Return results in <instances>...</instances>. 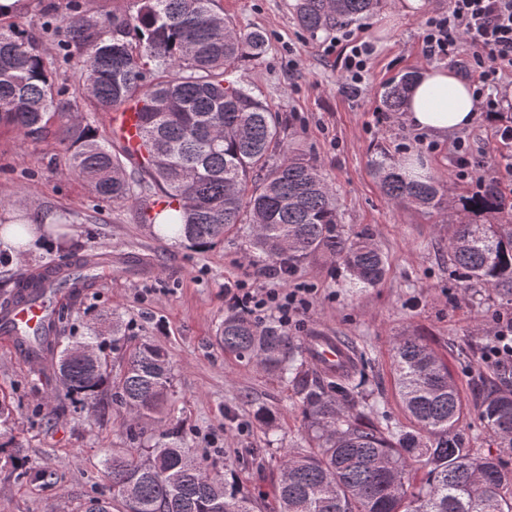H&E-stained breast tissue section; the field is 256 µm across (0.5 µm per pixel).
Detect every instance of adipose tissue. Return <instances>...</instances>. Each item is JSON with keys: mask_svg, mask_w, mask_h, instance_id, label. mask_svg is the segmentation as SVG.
<instances>
[{"mask_svg": "<svg viewBox=\"0 0 512 512\" xmlns=\"http://www.w3.org/2000/svg\"><path fill=\"white\" fill-rule=\"evenodd\" d=\"M404 110L416 129L443 138L472 124L476 100L472 87L451 71L427 67L409 92Z\"/></svg>", "mask_w": 512, "mask_h": 512, "instance_id": "adipose-tissue-1", "label": "adipose tissue"}]
</instances>
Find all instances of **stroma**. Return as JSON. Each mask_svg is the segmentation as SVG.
I'll return each mask as SVG.
<instances>
[{"label":"stroma","instance_id":"stroma-1","mask_svg":"<svg viewBox=\"0 0 512 512\" xmlns=\"http://www.w3.org/2000/svg\"><path fill=\"white\" fill-rule=\"evenodd\" d=\"M294 0H217L220 13L242 32L266 38L261 58L243 59L234 81L252 89L284 121V139L320 166L336 191L341 222L352 232L370 228L386 258V274L373 288L349 287L334 258L315 254L298 263L282 285L312 289V304L295 336L307 347L315 336H334L366 361L355 382L367 403L391 424L406 425L392 369L394 337L421 335L448 356L465 402L464 430L474 447H485L480 402L490 389H512V372L486 368L481 352L499 316L512 317V301L491 290H462L448 266V223L408 205L389 201L370 168L387 149L398 160L414 159L441 177L452 197L494 183L512 193V177L499 161L507 154L494 124L477 116L459 136L479 146L472 176L458 179L449 162L452 138L414 130L405 113L380 109L382 87L424 66L421 31L427 16L448 9V0H428L423 13L395 17L396 0L352 24L371 40L376 56L358 96L342 90L336 58L325 51L336 32L311 38L297 24ZM101 17L135 11V0H19L8 19L39 40L67 100L81 99L73 60L60 51L63 32L48 28L49 16L71 9ZM55 138L23 139L0 128V229L36 218L63 224L66 238L43 234L25 244L26 265L41 268L75 253H111L112 266L88 291L70 302L68 326L87 335L110 314L120 315L130 335L164 348L172 372V396L163 417L180 425L187 443L210 461L228 466L240 488L257 497L263 512L273 506L284 450L306 447L296 390L238 361L216 339L228 305L226 284L247 278L252 256L245 240L231 235L206 250L157 236L140 213L151 198L112 203L97 198L69 174ZM48 363L30 366L19 352L0 351V394L15 411L9 433L39 474L18 484L0 468V512H81L102 483L103 459L129 448L116 412L91 415L64 397L49 380ZM277 418L274 431L256 412Z\"/></svg>","mask_w":512,"mask_h":512}]
</instances>
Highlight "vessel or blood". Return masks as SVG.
I'll list each match as a JSON object with an SVG mask.
<instances>
[{
  "label": "vessel or blood",
  "instance_id": "1",
  "mask_svg": "<svg viewBox=\"0 0 512 512\" xmlns=\"http://www.w3.org/2000/svg\"><path fill=\"white\" fill-rule=\"evenodd\" d=\"M113 128L124 147L137 152L141 138L138 114L135 109L121 107L112 114ZM56 296L44 300H16L0 308V341L7 348L25 347L29 337L46 334L53 324L51 308L56 304ZM312 356L315 364L324 371L338 374L345 371L351 360V352L345 344L333 336H318L312 341Z\"/></svg>",
  "mask_w": 512,
  "mask_h": 512
}]
</instances>
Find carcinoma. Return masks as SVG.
<instances>
[{"mask_svg":"<svg viewBox=\"0 0 512 512\" xmlns=\"http://www.w3.org/2000/svg\"><path fill=\"white\" fill-rule=\"evenodd\" d=\"M215 0H136L134 14L97 18L79 11L61 19L65 53L75 60L79 83L98 112L126 102L138 109V167L127 173L98 131L71 122L66 167L94 194L122 202L156 189L169 213L158 227L197 249L243 233L256 263L293 267L322 252L340 261L355 288H374L386 260L368 230L341 224L336 192L320 166L290 148L282 121L250 89L229 79L238 62L264 52L259 32L241 33L214 9ZM386 0H295L298 25L311 38L341 30L380 11ZM415 78L406 72L380 93L383 112H399ZM55 77L39 42L11 24H0V127L26 139L52 133L57 116L78 111L59 99ZM384 196L429 212L445 213L442 181L415 178L406 164L379 151L370 160ZM448 266L460 287L477 286L512 296V202L494 185L451 205ZM161 211V212H163ZM157 211L149 218L156 224ZM63 282L73 295L93 287L97 258L71 260ZM112 335L94 331L78 342L96 349L88 361L71 353L62 334L39 336L24 358L56 353L64 395L95 415L112 408L134 416L121 421L130 440L142 422L158 425V438L103 461L107 484L82 512H258L256 499L227 481L208 458L183 441L180 428L160 414L172 387L167 353L125 334L112 316ZM224 352L297 389L311 447L280 458L272 512H512V468L499 456L470 447L461 429L464 404L448 360L422 336H398L392 347L395 384L410 426L369 419L349 375L309 377L295 337L274 322L256 323L236 311L224 315L218 334ZM124 356L112 376L107 347ZM485 437L512 448V390L483 397ZM11 436L0 454L17 480L32 471Z\"/></svg>","mask_w":512,"mask_h":512,"instance_id":"1","label":"carcinoma"}]
</instances>
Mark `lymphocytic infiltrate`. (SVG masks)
<instances>
[{
  "mask_svg": "<svg viewBox=\"0 0 512 512\" xmlns=\"http://www.w3.org/2000/svg\"><path fill=\"white\" fill-rule=\"evenodd\" d=\"M421 42L426 60L466 58L480 112L490 118L499 112L495 93L503 79L512 75V0H448L447 12L427 19ZM327 51L336 57L345 92L359 95L370 74L372 44L348 31L340 44L329 45ZM285 275L279 266L260 270L226 289L224 297L232 309L255 322L273 319L282 327H291L309 308L312 291L271 287V280Z\"/></svg>",
  "mask_w": 512,
  "mask_h": 512,
  "instance_id": "obj_1",
  "label": "lymphocytic infiltrate"
}]
</instances>
